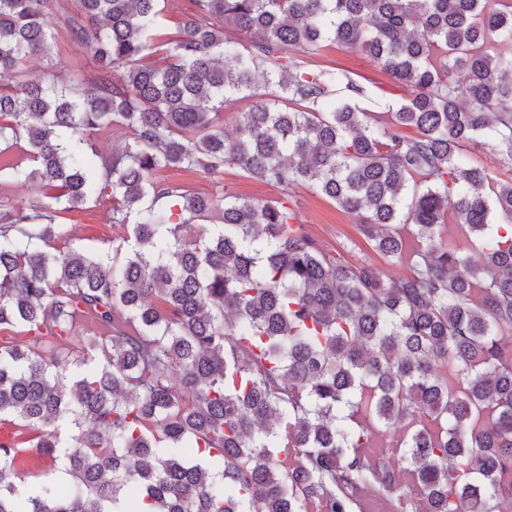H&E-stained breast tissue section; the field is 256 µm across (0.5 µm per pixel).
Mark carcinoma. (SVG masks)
Wrapping results in <instances>:
<instances>
[{
	"label": "carcinoma",
	"mask_w": 512,
	"mask_h": 512,
	"mask_svg": "<svg viewBox=\"0 0 512 512\" xmlns=\"http://www.w3.org/2000/svg\"><path fill=\"white\" fill-rule=\"evenodd\" d=\"M73 0L95 75L40 80L53 0H0V421L69 478L25 489L0 444V512H501L512 503V0ZM406 89L362 112L329 45ZM265 76L272 94L256 92ZM236 136L224 134V112ZM123 143L95 171V136ZM236 166L254 202L155 178ZM296 185L359 218L410 273L385 278L299 232ZM110 204L112 257L56 218ZM479 259L444 238L447 225ZM97 327L79 336L81 322ZM394 439L381 462L369 449ZM166 17L164 20L163 33H168L162 36V40L167 36H173L172 33L176 31L179 25L184 22L190 15L194 14L197 10L194 0H167L166 3ZM471 155L475 162L488 169L494 178L505 181L512 179V169L502 166L499 156L494 151L479 148L473 150ZM5 201L12 204H21L24 207L47 205L50 200L43 190L36 186L12 185L8 191Z\"/></svg>",
	"instance_id": "1"
}]
</instances>
